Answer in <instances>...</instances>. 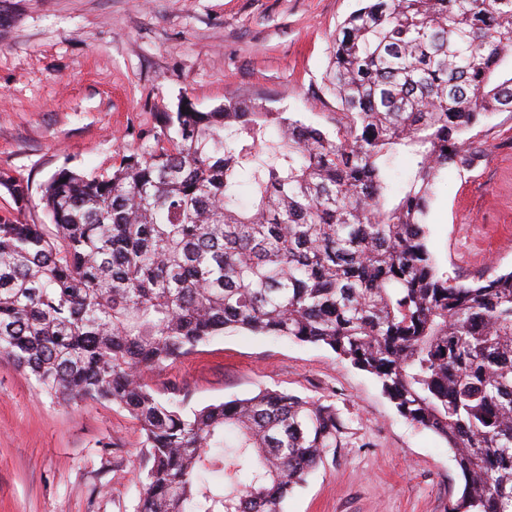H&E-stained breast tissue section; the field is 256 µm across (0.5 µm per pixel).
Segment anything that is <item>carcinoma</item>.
Here are the masks:
<instances>
[{
  "label": "carcinoma",
  "instance_id": "carcinoma-1",
  "mask_svg": "<svg viewBox=\"0 0 512 512\" xmlns=\"http://www.w3.org/2000/svg\"><path fill=\"white\" fill-rule=\"evenodd\" d=\"M508 55L512 0H365L323 77L334 130L255 99L187 104L112 172L57 170L50 225L0 215V354L64 403L137 422L138 512H282L340 446L333 404L158 398L147 371L230 329L373 375L452 451L448 512H512V271L457 282L425 232L437 176L477 157L464 134L512 112ZM0 187L29 200L21 179Z\"/></svg>",
  "mask_w": 512,
  "mask_h": 512
}]
</instances>
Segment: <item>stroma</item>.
<instances>
[{
  "label": "stroma",
  "instance_id": "obj_1",
  "mask_svg": "<svg viewBox=\"0 0 512 512\" xmlns=\"http://www.w3.org/2000/svg\"><path fill=\"white\" fill-rule=\"evenodd\" d=\"M360 0H0V173L28 181L0 214L46 223L41 187L133 150L156 117L238 97L331 127L329 48ZM480 154L435 185L428 247L469 283L512 270V112L473 128ZM190 408L264 389L332 403L347 423L284 512H448L464 481L447 443L398 413L380 384L330 348L243 330L150 371ZM140 431L107 403L67 406L0 356V512H137Z\"/></svg>",
  "mask_w": 512,
  "mask_h": 512
}]
</instances>
